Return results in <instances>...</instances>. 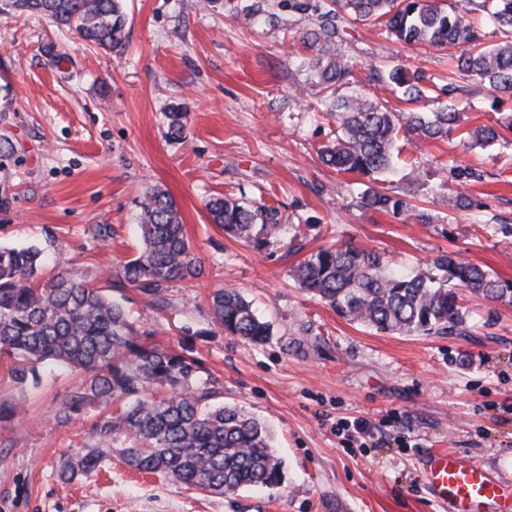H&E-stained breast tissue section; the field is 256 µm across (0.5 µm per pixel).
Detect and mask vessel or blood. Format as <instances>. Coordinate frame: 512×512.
I'll list each match as a JSON object with an SVG mask.
<instances>
[{
  "label": "vessel or blood",
  "instance_id": "obj_1",
  "mask_svg": "<svg viewBox=\"0 0 512 512\" xmlns=\"http://www.w3.org/2000/svg\"><path fill=\"white\" fill-rule=\"evenodd\" d=\"M423 474L434 498L448 512H512V485L471 457L447 450L433 452Z\"/></svg>",
  "mask_w": 512,
  "mask_h": 512
}]
</instances>
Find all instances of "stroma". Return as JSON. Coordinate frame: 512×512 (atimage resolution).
I'll list each match as a JSON object with an SVG mask.
<instances>
[{
	"instance_id": "obj_1",
	"label": "stroma",
	"mask_w": 512,
	"mask_h": 512,
	"mask_svg": "<svg viewBox=\"0 0 512 512\" xmlns=\"http://www.w3.org/2000/svg\"><path fill=\"white\" fill-rule=\"evenodd\" d=\"M278 0H124L121 52L98 48L67 27L14 13L0 0V246L39 245L48 261L113 272L141 242L137 216L145 190L176 201L201 265L171 283L156 307L139 292L112 288L151 344L200 361L223 401L266 423L284 463L274 488L234 496L189 490L138 472L111 453L95 472L66 482L65 459L87 452L100 408L70 423L56 416L80 385L77 373L46 363L37 385L16 384L0 358V512H445L429 495L423 458L445 448L472 457L512 484V304L461 292L463 335L380 333L338 316L289 276L301 256L349 240L385 252L392 267L423 272L454 254L512 282V149H464L458 136L427 143L399 136L402 165L391 190L431 221L360 208L336 193L337 174L318 152L335 134L316 73L301 60L307 18L278 11ZM276 11L275 23L256 10ZM342 52L356 63L358 88L391 112H431L436 102H405L373 73L394 64L429 75L448 54L404 44L358 23ZM487 83L467 82L459 100L464 129L512 114L488 106ZM183 106L182 141L167 136L164 114ZM429 170L420 179L408 163ZM457 159L483 171L461 185L440 168ZM476 208L452 212L449 198ZM242 196L279 206L288 228L257 251L212 224L209 198ZM318 217L319 225H302ZM106 224L111 235L93 238ZM232 287L272 327L252 346L224 332L208 299ZM376 424L366 446L347 444L338 420Z\"/></svg>"
}]
</instances>
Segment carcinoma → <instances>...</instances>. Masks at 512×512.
<instances>
[{"label":"carcinoma","mask_w":512,"mask_h":512,"mask_svg":"<svg viewBox=\"0 0 512 512\" xmlns=\"http://www.w3.org/2000/svg\"><path fill=\"white\" fill-rule=\"evenodd\" d=\"M280 2L312 20L314 28L302 41L314 56L303 63L316 69L322 85L331 90L325 112L336 120V141L321 149V161L340 174L369 178L370 185L360 194L362 207L430 223L426 214L411 212L402 197L373 184L395 169L394 144L400 133L431 141L461 130L459 82L475 77L488 83L494 110L502 95L512 96V39L484 45L473 17L479 13L499 28L512 29V0H467L470 7L462 12L442 0ZM12 7L64 25L104 49L118 52L124 46L122 0H12ZM359 21L381 22L388 34L406 44L461 49L443 84L399 64L379 76L380 83L400 90L409 102L446 101L440 111L387 112L355 89L356 65L342 54L340 43ZM343 87L352 91L337 94ZM166 118L167 135L183 138L186 113L181 107H170ZM466 138L481 148L504 140L500 129L489 125L466 131ZM444 173L461 184L482 177L455 159L448 161ZM205 207L224 233L257 250L281 240L283 215L275 205L226 195L210 198ZM139 228L142 247L116 276L122 287L162 304L168 285L197 277L200 262L174 199L164 191L144 193ZM44 264V251L36 245L0 246V355L13 360L14 380L38 384L39 365L47 361L82 374L78 391L57 409L65 423L92 403L130 400L121 411L97 418L92 427L95 449L64 461L62 479L72 481L97 470L104 462L101 449L117 444L129 466L203 492L233 495L281 485L283 461L272 449L269 428L243 409L219 402L220 390L202 376L196 359L142 345L140 328L124 302L98 285L101 280L112 282V276L63 266L44 282ZM433 265L440 276L395 272L385 254L347 241L310 254L291 268L290 276L340 317L383 333H464L469 315L458 302L457 288L512 303V283L478 265L450 253L438 256ZM211 314L224 331L251 345H262L272 336L271 325L235 288L213 291Z\"/></svg>","instance_id":"carcinoma-1"}]
</instances>
